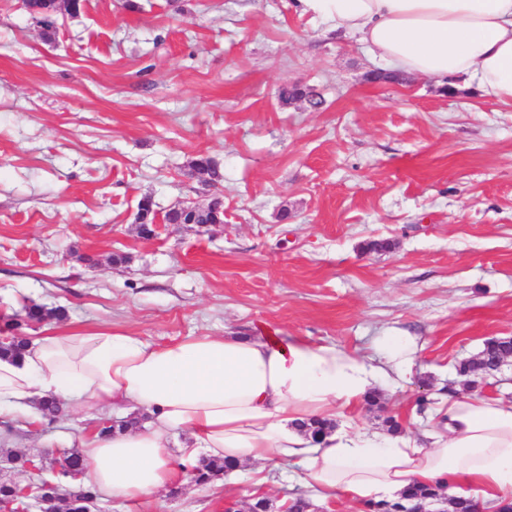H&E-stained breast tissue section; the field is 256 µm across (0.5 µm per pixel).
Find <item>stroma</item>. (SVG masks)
I'll list each match as a JSON object with an SVG mask.
<instances>
[{
  "mask_svg": "<svg viewBox=\"0 0 512 512\" xmlns=\"http://www.w3.org/2000/svg\"><path fill=\"white\" fill-rule=\"evenodd\" d=\"M45 41L22 0H0V315L62 306L63 330L113 329L154 345L259 327L378 363L380 341L416 350L358 426L421 438L460 363L512 336V109L407 76L293 0H85ZM310 87L320 107L284 102ZM217 178L191 174L197 155ZM224 199V221L142 237L137 206ZM80 414L0 418V470H59ZM176 477L99 512H236L253 495L310 512L295 470Z\"/></svg>",
  "mask_w": 512,
  "mask_h": 512,
  "instance_id": "35a3bbf8",
  "label": "stroma"
}]
</instances>
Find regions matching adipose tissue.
Here are the masks:
<instances>
[{"label": "adipose tissue", "mask_w": 512, "mask_h": 512, "mask_svg": "<svg viewBox=\"0 0 512 512\" xmlns=\"http://www.w3.org/2000/svg\"><path fill=\"white\" fill-rule=\"evenodd\" d=\"M298 10L358 36L396 70L464 85L512 107V0H296ZM373 365L336 347L278 335L193 336L153 345L123 331L84 330L27 341L0 358V414L40 420L39 405L62 399L123 415L148 414L144 428L92 432L82 446L87 476L100 497L135 502L170 485L177 465L199 458L262 469L298 466L322 497L342 492L380 501L413 484L453 496L512 503V399L448 395L429 446L405 436L355 430L346 408L404 377L408 340H383ZM339 422L320 440L307 421ZM192 439L179 463L172 435Z\"/></svg>", "instance_id": "obj_1"}]
</instances>
